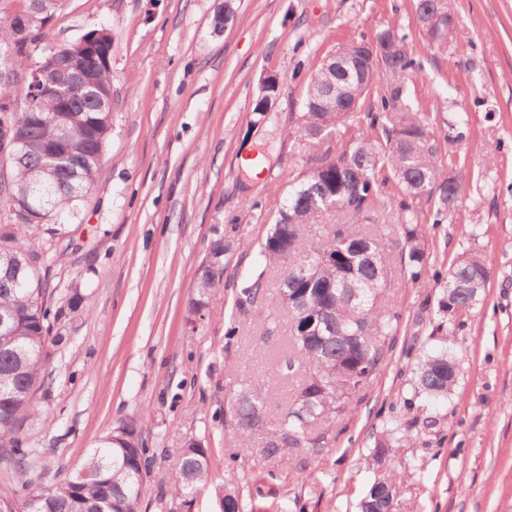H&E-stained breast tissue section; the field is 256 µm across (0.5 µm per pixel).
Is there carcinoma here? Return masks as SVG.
Segmentation results:
<instances>
[{"instance_id":"carcinoma-1","label":"carcinoma","mask_w":512,"mask_h":512,"mask_svg":"<svg viewBox=\"0 0 512 512\" xmlns=\"http://www.w3.org/2000/svg\"><path fill=\"white\" fill-rule=\"evenodd\" d=\"M24 13H33L31 38L13 24L0 22V56H10L14 79L0 82V115L19 95H27L32 73L25 62L39 55L42 73L33 95L32 111L19 113L13 136L20 141L0 160L9 163L10 177L0 182V206L11 212L0 224V448L17 457L21 495L0 499V512H141L145 493L142 472L149 468V449L131 444L121 426L90 449L82 468L54 488H31L27 480V452L19 430L34 412V397L44 383L49 357L51 320L60 311L47 305L48 291L39 274V253L20 245L24 230L33 224H57L62 215L77 213L82 198L99 189L97 175L112 134V113L100 111L99 95L112 86V36L84 47L62 44L52 54L65 61L58 68L42 51L47 26L61 0L45 12L35 0H24ZM419 31L439 51L457 26L451 0H417ZM366 40L337 47L347 58L345 69L320 65L311 75L299 128L319 142L331 128H352L350 138L337 144L334 157L325 156L300 174L277 210L274 223L260 244L265 261L284 268L279 299L291 318L292 347L284 368L293 374L295 362L312 368L291 398L287 412L268 438L265 454L277 456L284 448L316 447L325 433L315 426L336 424L347 411L352 395L374 376L400 314L381 304L391 287L389 256H396L416 280L429 260L414 223V203L430 204L433 223L447 218L466 194L463 178L442 163L441 142L461 138L457 121H448V133L431 131L430 113L415 103L410 83L423 70L417 56L404 50L377 62L364 48ZM76 70H92L97 90L83 87ZM369 103L368 111L360 109ZM394 181L403 199L404 222L385 228L377 224L386 209L383 187ZM232 242L219 240L210 250L208 265L197 282V304L210 305L214 288L224 275V259ZM362 288L363 306L349 302L344 273ZM489 270L476 252H468L448 267L452 297L441 304L448 326L466 316L487 288ZM265 271L242 291L239 310H263ZM448 348L427 354L418 362V386L446 398L458 381L459 370ZM228 424L246 437L253 423L267 419L265 396L254 385L242 387L230 399ZM400 425L386 427L385 441L375 444L372 460L377 476L364 499L374 512H392L399 485L389 465L392 442ZM174 477L185 497L208 488V449L190 439L175 465Z\"/></svg>"}]
</instances>
